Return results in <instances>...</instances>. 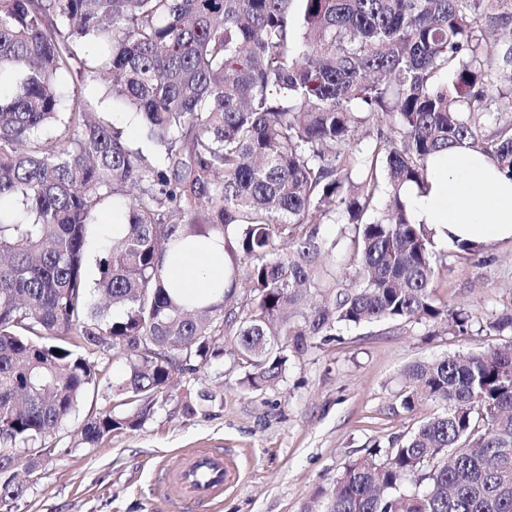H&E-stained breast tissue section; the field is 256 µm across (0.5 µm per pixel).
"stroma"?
Wrapping results in <instances>:
<instances>
[{
  "label": "stroma",
  "mask_w": 512,
  "mask_h": 512,
  "mask_svg": "<svg viewBox=\"0 0 512 512\" xmlns=\"http://www.w3.org/2000/svg\"><path fill=\"white\" fill-rule=\"evenodd\" d=\"M86 97L91 111L106 113L132 146H146L137 114L108 100L105 84L88 89ZM441 249L447 267L436 282L437 298L477 320L512 302V241L486 243L475 255L450 243ZM506 342L474 332L455 335L425 322L347 329L324 349L295 360L286 381L263 393L242 391L223 362L202 364L182 378L180 390L206 389L216 398L194 415H184L173 398L140 429L77 448L74 434L87 416L112 406L107 393H88L60 431L45 470H16L14 479L26 492L9 510L186 512L166 491L165 468L183 449L225 448L239 480L212 512H306L315 493L332 487L346 463L434 413L431 403L402 408L398 393L406 366Z\"/></svg>",
  "instance_id": "1"
}]
</instances>
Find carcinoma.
Returning a JSON list of instances; mask_svg holds the SVG:
<instances>
[{"mask_svg":"<svg viewBox=\"0 0 512 512\" xmlns=\"http://www.w3.org/2000/svg\"><path fill=\"white\" fill-rule=\"evenodd\" d=\"M511 25L512 0H0V474L41 470L102 384L112 408L77 447L142 427L205 361L259 392L342 327L469 333L473 316L435 298L447 254L404 190L457 145L512 178V120L494 112ZM75 78L132 106L155 151L87 112L83 87L62 96ZM118 196L125 230L91 289L96 215ZM210 233L231 286L178 304L166 252ZM479 331L512 333V305ZM112 358L125 372L109 381ZM402 379L403 408L437 410L348 462L323 512H512V340ZM24 493L0 484L1 503Z\"/></svg>","mask_w":512,"mask_h":512,"instance_id":"1","label":"carcinoma"}]
</instances>
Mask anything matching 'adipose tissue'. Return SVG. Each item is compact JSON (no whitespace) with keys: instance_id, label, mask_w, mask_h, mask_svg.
Instances as JSON below:
<instances>
[{"instance_id":"adipose-tissue-1","label":"adipose tissue","mask_w":512,"mask_h":512,"mask_svg":"<svg viewBox=\"0 0 512 512\" xmlns=\"http://www.w3.org/2000/svg\"><path fill=\"white\" fill-rule=\"evenodd\" d=\"M431 188L405 189L414 223L429 225L439 242L486 243L512 240V178L480 153L453 147L429 170ZM229 258L214 237L196 236L168 253L166 279L195 303L215 300L229 287Z\"/></svg>"}]
</instances>
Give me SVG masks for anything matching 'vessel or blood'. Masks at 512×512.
<instances>
[{"label":"vessel or blood","instance_id":"1","mask_svg":"<svg viewBox=\"0 0 512 512\" xmlns=\"http://www.w3.org/2000/svg\"><path fill=\"white\" fill-rule=\"evenodd\" d=\"M233 467L220 448H188L165 473L168 489L197 507L221 498L231 482Z\"/></svg>","mask_w":512,"mask_h":512}]
</instances>
